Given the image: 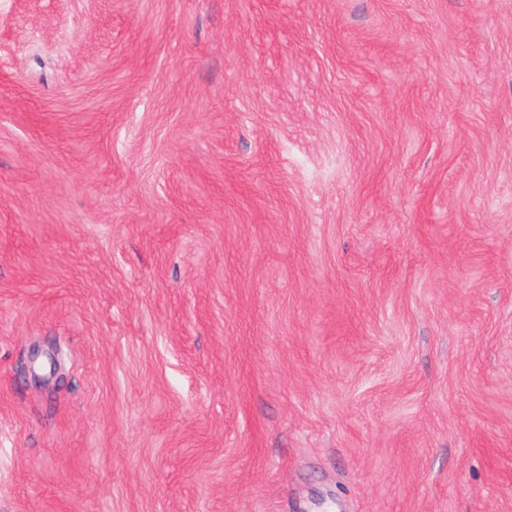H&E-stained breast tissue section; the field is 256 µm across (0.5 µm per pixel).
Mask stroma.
Instances as JSON below:
<instances>
[{"label": "stroma", "instance_id": "obj_1", "mask_svg": "<svg viewBox=\"0 0 512 512\" xmlns=\"http://www.w3.org/2000/svg\"><path fill=\"white\" fill-rule=\"evenodd\" d=\"M329 494L512 512V0H0V512Z\"/></svg>", "mask_w": 512, "mask_h": 512}]
</instances>
